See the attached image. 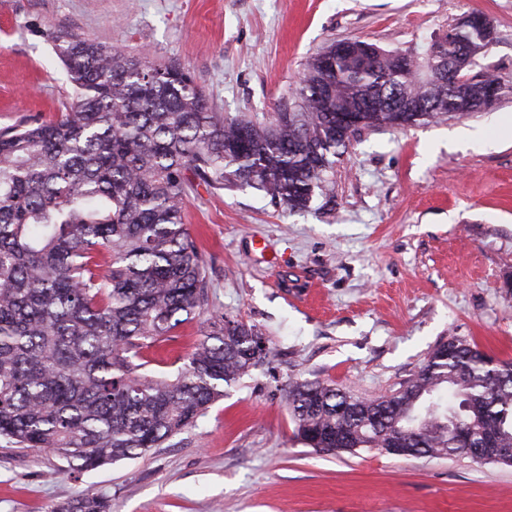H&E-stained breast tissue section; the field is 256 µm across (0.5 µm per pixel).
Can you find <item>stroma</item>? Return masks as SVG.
<instances>
[{"label":"stroma","instance_id":"35a3bbf8","mask_svg":"<svg viewBox=\"0 0 512 512\" xmlns=\"http://www.w3.org/2000/svg\"><path fill=\"white\" fill-rule=\"evenodd\" d=\"M474 11L495 28L481 67L512 85V0H0V126L72 104L56 29L179 64L214 111L262 120L331 43L413 55ZM329 180L298 213L251 187L189 194L209 301L147 351L145 371L176 373L214 312L255 326L264 362L134 460L78 475L0 443V512H54L88 494L110 512H512V465L318 451L285 401L297 379L391 393L453 337L512 361V96L463 118L362 130Z\"/></svg>","mask_w":512,"mask_h":512}]
</instances>
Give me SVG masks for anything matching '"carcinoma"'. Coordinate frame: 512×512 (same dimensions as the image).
Segmentation results:
<instances>
[{"mask_svg": "<svg viewBox=\"0 0 512 512\" xmlns=\"http://www.w3.org/2000/svg\"><path fill=\"white\" fill-rule=\"evenodd\" d=\"M73 103L54 120L0 129V440L49 451L82 473L157 448L195 425L262 361L253 325L222 315L181 371L147 376L143 351L169 340L208 301L209 274L183 220L197 186L253 187L304 211L352 138L482 110L494 71H443L484 55L478 28L452 29L426 48L418 78L399 52L311 58L292 111L265 121L212 111L197 79L176 65L49 33ZM412 105L414 111L399 108ZM285 399L307 445L404 457L466 455L490 441L512 448V362L452 337L401 387L373 400L323 380H296ZM87 495L56 512H108Z\"/></svg>", "mask_w": 512, "mask_h": 512, "instance_id": "1", "label": "carcinoma"}]
</instances>
